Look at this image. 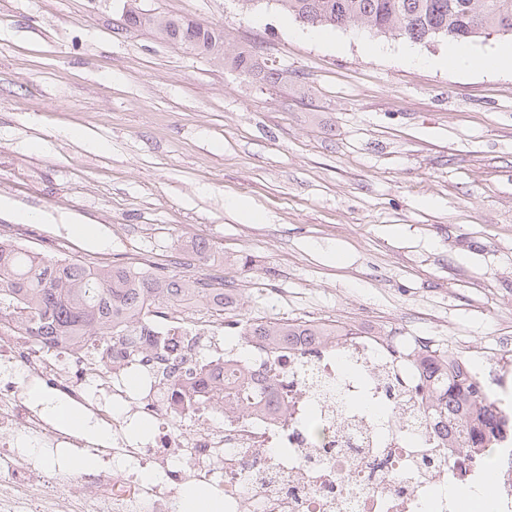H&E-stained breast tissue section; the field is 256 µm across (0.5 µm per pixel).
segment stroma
<instances>
[{
  "label": "stroma",
  "mask_w": 512,
  "mask_h": 512,
  "mask_svg": "<svg viewBox=\"0 0 512 512\" xmlns=\"http://www.w3.org/2000/svg\"><path fill=\"white\" fill-rule=\"evenodd\" d=\"M125 3L0 0V227L36 212L27 249L223 282L225 321L423 337L485 351L493 378L512 348V72L428 66L445 38L416 64L361 26L331 46L274 0H137L223 31V57L199 55L123 26ZM242 52L284 80L241 75Z\"/></svg>",
  "instance_id": "35a3bbf8"
}]
</instances>
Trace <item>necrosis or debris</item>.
<instances>
[{"instance_id":"4bbe7bcc","label":"necrosis or debris","mask_w":512,"mask_h":512,"mask_svg":"<svg viewBox=\"0 0 512 512\" xmlns=\"http://www.w3.org/2000/svg\"><path fill=\"white\" fill-rule=\"evenodd\" d=\"M153 333L118 365L111 344L48 348L13 319L0 321V512H174L188 477L222 489L224 512H462L439 488L482 477L475 456L427 424L412 347L365 329L302 336L274 349L246 339L225 349L219 326L153 308ZM178 340L177 351L162 347ZM249 368L273 402L243 397ZM36 383L105 430L98 441L64 427L23 395ZM152 421L129 442L132 417ZM68 448L90 474L32 461ZM160 470L149 482L144 472Z\"/></svg>"}]
</instances>
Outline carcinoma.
<instances>
[{
	"label": "carcinoma",
	"instance_id": "1",
	"mask_svg": "<svg viewBox=\"0 0 512 512\" xmlns=\"http://www.w3.org/2000/svg\"><path fill=\"white\" fill-rule=\"evenodd\" d=\"M278 8L311 27L361 25L415 43L435 38L468 42L491 35L512 37V0H275ZM166 39L191 51L224 54V34L169 17ZM224 302V282L185 275L173 277L144 268L59 260L0 238V316L16 306L21 325L52 347L60 341L143 336L152 306H179L193 299ZM323 326L253 322L242 336H263L288 345L295 336H319ZM418 361L427 395V416L450 435H466L475 420L484 435L495 433L492 402L477 394L462 358L418 341Z\"/></svg>",
	"mask_w": 512,
	"mask_h": 512
}]
</instances>
